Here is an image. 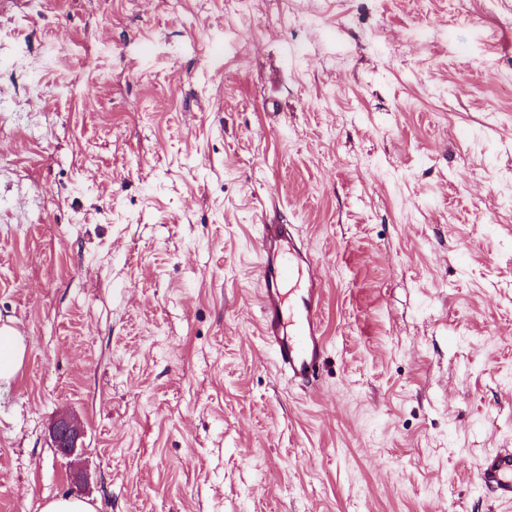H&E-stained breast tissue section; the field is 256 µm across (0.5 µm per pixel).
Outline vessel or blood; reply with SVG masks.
<instances>
[{
  "mask_svg": "<svg viewBox=\"0 0 512 512\" xmlns=\"http://www.w3.org/2000/svg\"><path fill=\"white\" fill-rule=\"evenodd\" d=\"M260 323L281 370L291 379H316L325 355L322 332L321 274L284 226L262 227ZM478 483L501 501L512 502V448L487 453L477 470Z\"/></svg>",
  "mask_w": 512,
  "mask_h": 512,
  "instance_id": "b4317fda",
  "label": "vessel or blood"
}]
</instances>
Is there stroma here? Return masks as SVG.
<instances>
[{
	"label": "stroma",
	"mask_w": 512,
	"mask_h": 512,
	"mask_svg": "<svg viewBox=\"0 0 512 512\" xmlns=\"http://www.w3.org/2000/svg\"><path fill=\"white\" fill-rule=\"evenodd\" d=\"M265 224L320 267L310 390ZM0 323V512H512V0L0 13ZM261 228L262 336L274 348L280 369L291 379L309 383L316 379L325 355L320 270L283 224ZM25 343L21 334L12 326L0 325V381L13 379L25 358ZM82 434L83 428L78 421L62 416L51 427L52 446L61 456H73L81 449L78 448V442ZM477 482L500 501L512 502V448L487 453L477 470ZM41 512H95V509L84 499L64 497L47 501Z\"/></svg>",
	"instance_id": "1"
}]
</instances>
